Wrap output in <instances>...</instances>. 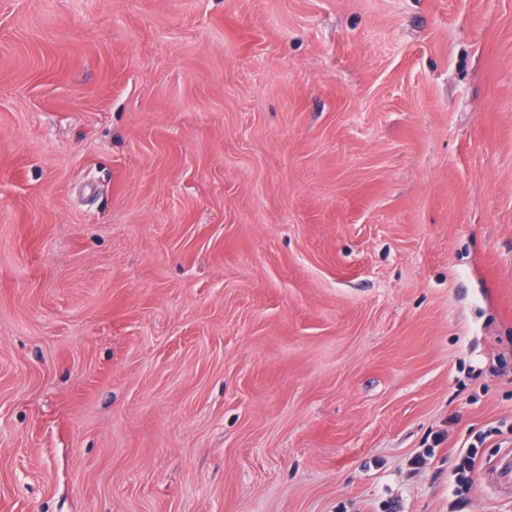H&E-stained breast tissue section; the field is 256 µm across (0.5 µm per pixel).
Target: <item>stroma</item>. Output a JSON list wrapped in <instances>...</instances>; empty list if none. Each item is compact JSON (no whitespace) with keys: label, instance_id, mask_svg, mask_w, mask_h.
I'll return each instance as SVG.
<instances>
[{"label":"stroma","instance_id":"1","mask_svg":"<svg viewBox=\"0 0 512 512\" xmlns=\"http://www.w3.org/2000/svg\"><path fill=\"white\" fill-rule=\"evenodd\" d=\"M509 453L512 0H0V512H512Z\"/></svg>","mask_w":512,"mask_h":512}]
</instances>
